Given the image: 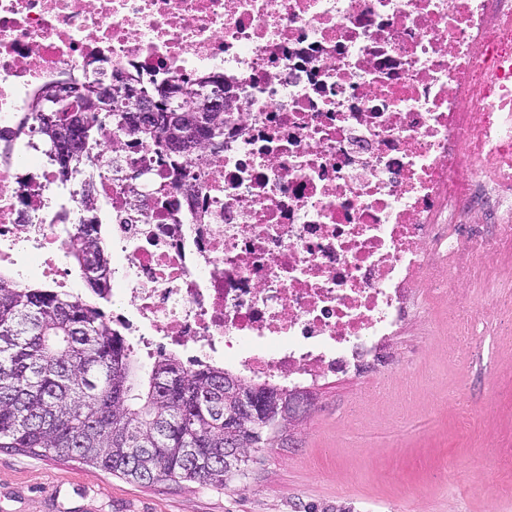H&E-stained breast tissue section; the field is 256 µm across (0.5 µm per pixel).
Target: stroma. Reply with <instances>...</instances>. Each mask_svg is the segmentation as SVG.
I'll list each match as a JSON object with an SVG mask.
<instances>
[{
  "instance_id": "35a3bbf8",
  "label": "stroma",
  "mask_w": 512,
  "mask_h": 512,
  "mask_svg": "<svg viewBox=\"0 0 512 512\" xmlns=\"http://www.w3.org/2000/svg\"><path fill=\"white\" fill-rule=\"evenodd\" d=\"M447 330V312L429 311L417 295L387 344L412 357L417 387L368 403L362 379L323 380L309 411L257 452L244 478L141 484L75 459L0 448V512H512V495L498 493L512 458V360L490 378L491 350L474 344L458 373L439 343ZM452 396L473 410L466 432Z\"/></svg>"
}]
</instances>
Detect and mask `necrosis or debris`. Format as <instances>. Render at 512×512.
I'll list each match as a JSON object with an SVG mask.
<instances>
[{
	"label": "necrosis or debris",
	"instance_id": "1",
	"mask_svg": "<svg viewBox=\"0 0 512 512\" xmlns=\"http://www.w3.org/2000/svg\"><path fill=\"white\" fill-rule=\"evenodd\" d=\"M98 64L232 100L188 185L100 134L103 299L137 356L302 390L376 362L418 290L466 371L512 298V0H0V267L33 251L56 288L80 183L34 103Z\"/></svg>",
	"mask_w": 512,
	"mask_h": 512
}]
</instances>
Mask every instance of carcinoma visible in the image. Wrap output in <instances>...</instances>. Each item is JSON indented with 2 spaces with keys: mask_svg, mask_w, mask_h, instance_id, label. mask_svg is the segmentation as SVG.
Returning <instances> with one entry per match:
<instances>
[{
  "mask_svg": "<svg viewBox=\"0 0 512 512\" xmlns=\"http://www.w3.org/2000/svg\"><path fill=\"white\" fill-rule=\"evenodd\" d=\"M186 112L184 147L168 157L185 176V158L207 133L188 111L190 102H169ZM139 134L165 154V120ZM122 116L90 118V141L103 126ZM62 179L75 178L86 159L69 155L57 161ZM76 247L70 252L90 290L109 287L112 270L104 237L95 224L66 229ZM139 362L98 303L66 291L22 285L0 271V448L24 453H54L140 483L170 480L227 484L224 437L236 429L229 391L251 387L264 410L276 415L283 405L291 414L306 394L273 384L246 381L224 368L185 365L160 354L150 371L137 376Z\"/></svg>",
  "mask_w": 512,
  "mask_h": 512,
  "instance_id": "obj_1",
  "label": "carcinoma"
}]
</instances>
